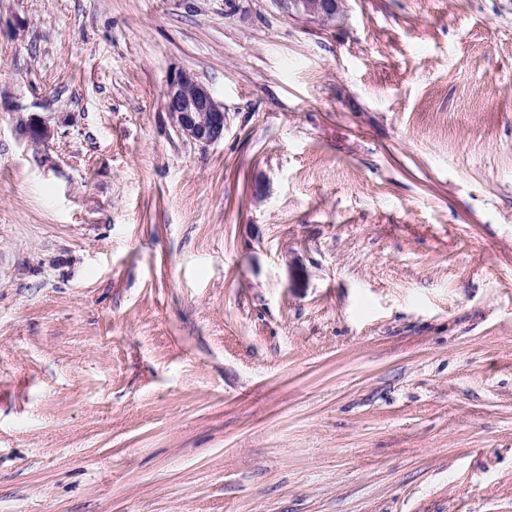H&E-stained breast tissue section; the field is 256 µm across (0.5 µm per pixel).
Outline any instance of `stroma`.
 Instances as JSON below:
<instances>
[{
  "instance_id": "obj_1",
  "label": "stroma",
  "mask_w": 512,
  "mask_h": 512,
  "mask_svg": "<svg viewBox=\"0 0 512 512\" xmlns=\"http://www.w3.org/2000/svg\"><path fill=\"white\" fill-rule=\"evenodd\" d=\"M0 512H512V0H0ZM288 7L297 13L319 21L336 18L338 0H289ZM163 99L174 125L187 138L206 145L224 138V104L193 74L170 76ZM17 133L24 140L31 143H47L53 134V130L46 120L38 114H29L19 119Z\"/></svg>"
}]
</instances>
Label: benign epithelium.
Here are the masks:
<instances>
[{"label": "benign epithelium", "instance_id": "obj_1", "mask_svg": "<svg viewBox=\"0 0 512 512\" xmlns=\"http://www.w3.org/2000/svg\"><path fill=\"white\" fill-rule=\"evenodd\" d=\"M288 7L297 13L319 21L336 18L338 0H288ZM164 106L181 134L202 144H212L224 138V104L193 74L180 71L167 80L163 95ZM17 133L31 143H46L53 130L38 114L21 117Z\"/></svg>", "mask_w": 512, "mask_h": 512}]
</instances>
